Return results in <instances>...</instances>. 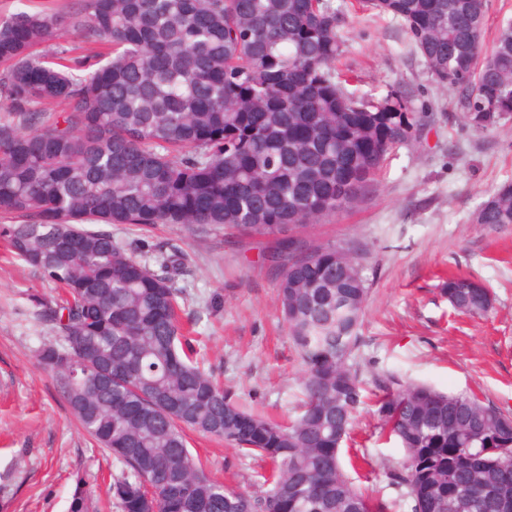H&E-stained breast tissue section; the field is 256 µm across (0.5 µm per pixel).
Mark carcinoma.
Instances as JSON below:
<instances>
[{
  "mask_svg": "<svg viewBox=\"0 0 512 512\" xmlns=\"http://www.w3.org/2000/svg\"><path fill=\"white\" fill-rule=\"evenodd\" d=\"M401 20L432 78L475 131L512 116V23L482 42L485 0H360ZM73 26L105 51L74 57L43 12L0 19V238L65 297L43 305L57 339L38 351L82 428L125 467L121 512H389L344 470L362 391L404 450L387 470L409 512H512V428L477 395L359 365L369 284L362 257L280 239L353 207L416 113L405 94H347L330 0H81ZM512 224V181L473 212ZM89 224H179L271 241L277 299L302 365L287 423L241 408L194 357L176 287L188 256ZM156 255L152 269L141 257ZM458 312L483 317L489 288L452 276ZM266 463L255 492L214 479L186 431ZM79 482L68 512H92Z\"/></svg>",
  "mask_w": 512,
  "mask_h": 512,
  "instance_id": "obj_1",
  "label": "carcinoma"
}]
</instances>
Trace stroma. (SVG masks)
Wrapping results in <instances>:
<instances>
[{"mask_svg":"<svg viewBox=\"0 0 512 512\" xmlns=\"http://www.w3.org/2000/svg\"><path fill=\"white\" fill-rule=\"evenodd\" d=\"M345 45L336 69L347 91L380 99L404 91L416 112L415 136L385 159L353 208L304 230L307 244L336 243L364 257L370 286L358 357L364 368L453 393H476L512 413V225L475 224L471 215L512 181V121L479 133L462 120L457 92L438 85L403 24L332 0ZM128 243L148 237L189 256L177 285L195 317L206 368L243 407L285 420L298 401L300 359L276 302L280 275L261 257L258 238L223 230L188 232L175 224H112ZM470 275L493 293L484 318L455 311L441 292L448 274ZM224 291V314L205 309ZM52 284L0 250V512H67L76 482L95 490V512H119L107 495L121 464L93 445L71 414L57 381L37 363L55 336L41 301ZM188 446L212 474L253 491L261 463L224 441L190 435ZM364 453L358 484L373 497L397 498L386 471L403 450L379 433L373 398L360 405L342 459Z\"/></svg>","mask_w":512,"mask_h":512,"instance_id":"1","label":"stroma"}]
</instances>
